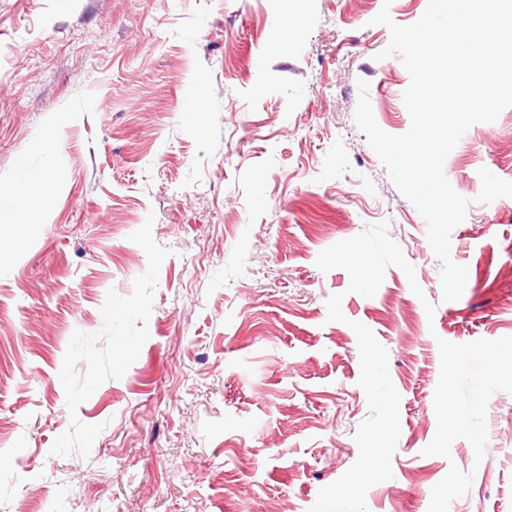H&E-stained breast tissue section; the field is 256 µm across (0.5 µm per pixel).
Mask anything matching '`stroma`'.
Here are the masks:
<instances>
[{"label":"stroma","instance_id":"stroma-1","mask_svg":"<svg viewBox=\"0 0 512 512\" xmlns=\"http://www.w3.org/2000/svg\"><path fill=\"white\" fill-rule=\"evenodd\" d=\"M382 5L0 0V209L50 188L0 234V512H308L359 454L353 320L401 396L369 512H428L453 464L476 474L449 512H512V394L482 462L463 439L422 453L438 339L512 336V197L476 200L480 168L512 181V107L445 160L470 204L442 301L427 224L354 122L363 80L378 125L410 127ZM380 222L423 296L396 267L370 298L317 268Z\"/></svg>","mask_w":512,"mask_h":512}]
</instances>
